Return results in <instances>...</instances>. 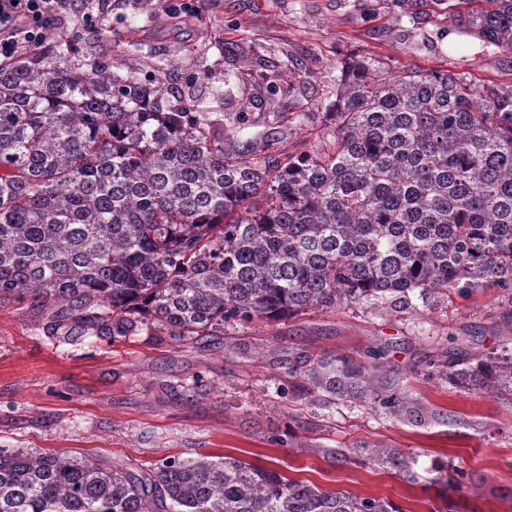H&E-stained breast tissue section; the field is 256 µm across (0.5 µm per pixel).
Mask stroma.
<instances>
[{
  "label": "stroma",
  "mask_w": 512,
  "mask_h": 512,
  "mask_svg": "<svg viewBox=\"0 0 512 512\" xmlns=\"http://www.w3.org/2000/svg\"><path fill=\"white\" fill-rule=\"evenodd\" d=\"M104 37L79 13L55 31L83 32L115 69L149 61L173 69L188 59L207 111L234 112L266 93L258 60L277 63L292 85L291 111L308 113L282 147L316 151L328 139L321 115L336 99L341 61L364 56L393 68L448 70L478 85L512 81V57L435 18L407 32L393 14L372 16L344 0H198L195 16L170 19L159 0H100ZM243 48L240 77L227 75L223 43ZM299 59L301 74L288 71ZM497 291L437 300L422 314L343 306L279 321L254 320L184 341L162 332L112 337L70 329L33 300L0 301V448H32L100 464L149 468L159 459L229 455L328 490L384 497L402 512L439 501L425 480L379 464L337 462L334 448L387 446L465 473L458 512H512V403L486 391L428 381L435 351L471 355L512 346ZM382 345L422 420L395 419L361 404L321 405L290 375L305 356Z\"/></svg>",
  "instance_id": "35a3bbf8"
}]
</instances>
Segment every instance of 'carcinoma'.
I'll return each mask as SVG.
<instances>
[{"label":"carcinoma","mask_w":512,"mask_h":512,"mask_svg":"<svg viewBox=\"0 0 512 512\" xmlns=\"http://www.w3.org/2000/svg\"><path fill=\"white\" fill-rule=\"evenodd\" d=\"M416 26L432 13L512 53V0H375ZM0 64V299L69 306L74 329L173 339L313 309L394 311L501 291L512 319V82L446 70L341 65L329 148H281L305 113L276 112L259 141L248 112L217 116L171 77L125 76L62 45ZM381 347L319 355L296 375L328 404L422 417ZM427 377L512 400V348L431 361ZM418 457L345 448L336 460ZM442 493L464 472L425 468ZM0 512H402L231 456L122 463L0 448Z\"/></svg>","instance_id":"1"}]
</instances>
